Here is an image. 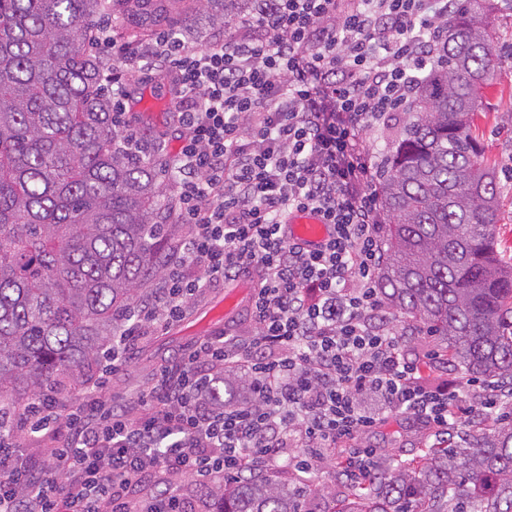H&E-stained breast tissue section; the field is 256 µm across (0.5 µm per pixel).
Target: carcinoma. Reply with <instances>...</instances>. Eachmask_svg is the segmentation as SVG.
<instances>
[{"mask_svg": "<svg viewBox=\"0 0 512 512\" xmlns=\"http://www.w3.org/2000/svg\"><path fill=\"white\" fill-rule=\"evenodd\" d=\"M447 34L380 164L394 316L445 344L448 360L512 391V257L496 235L497 170L476 119L499 71L493 0H453ZM215 30L257 0H203ZM151 0H0V407L89 380L118 322L174 248L152 152L124 132L97 51L100 17L152 31ZM220 512H299L259 478L206 490ZM338 512H512V415L381 467Z\"/></svg>", "mask_w": 512, "mask_h": 512, "instance_id": "carcinoma-1", "label": "carcinoma"}]
</instances>
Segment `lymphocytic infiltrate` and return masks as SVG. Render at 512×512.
Returning <instances> with one entry per match:
<instances>
[{
    "label": "lymphocytic infiltrate",
    "instance_id": "obj_1",
    "mask_svg": "<svg viewBox=\"0 0 512 512\" xmlns=\"http://www.w3.org/2000/svg\"><path fill=\"white\" fill-rule=\"evenodd\" d=\"M450 0H263L235 31L204 45L169 33L117 43L113 110L139 62H161L173 87L179 149L169 157L171 214L181 224L163 285L133 311L104 352L112 367L146 331L180 320L189 302L256 277L241 334L206 338L161 370L141 411L115 408L101 385L67 416L55 393L10 409L48 438L39 456L0 437V512H198L181 482L202 486L253 475L294 449L313 473L327 450L365 484L379 451L354 442L403 414L434 439L460 423L497 422L494 386L461 388L443 357L407 351L378 293L384 261L378 166L363 131L406 111L432 61ZM330 224L322 250L284 237L296 211ZM245 399L215 404L211 387L230 360Z\"/></svg>",
    "mask_w": 512,
    "mask_h": 512
}]
</instances>
